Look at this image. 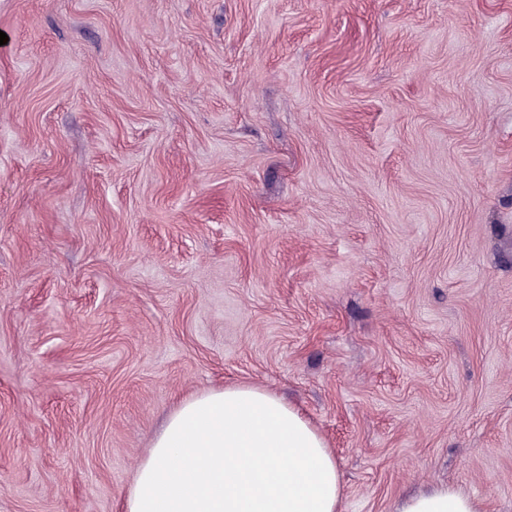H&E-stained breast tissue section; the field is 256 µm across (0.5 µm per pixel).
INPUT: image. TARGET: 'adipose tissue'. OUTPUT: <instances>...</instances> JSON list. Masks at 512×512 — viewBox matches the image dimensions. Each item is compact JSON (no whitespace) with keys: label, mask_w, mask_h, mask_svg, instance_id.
<instances>
[{"label":"adipose tissue","mask_w":512,"mask_h":512,"mask_svg":"<svg viewBox=\"0 0 512 512\" xmlns=\"http://www.w3.org/2000/svg\"><path fill=\"white\" fill-rule=\"evenodd\" d=\"M344 485L320 432L276 393L229 385L179 401L141 460L125 512H340ZM399 512H480L447 487Z\"/></svg>","instance_id":"adipose-tissue-1"}]
</instances>
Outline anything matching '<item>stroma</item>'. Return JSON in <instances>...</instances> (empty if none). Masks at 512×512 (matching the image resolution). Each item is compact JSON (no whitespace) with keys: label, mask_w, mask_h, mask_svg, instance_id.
Returning <instances> with one entry per match:
<instances>
[{"label":"stroma","mask_w":512,"mask_h":512,"mask_svg":"<svg viewBox=\"0 0 512 512\" xmlns=\"http://www.w3.org/2000/svg\"><path fill=\"white\" fill-rule=\"evenodd\" d=\"M0 512H123L180 399L297 405L341 512H512V0H0ZM398 512H481L471 496L443 486L406 498Z\"/></svg>","instance_id":"1"}]
</instances>
